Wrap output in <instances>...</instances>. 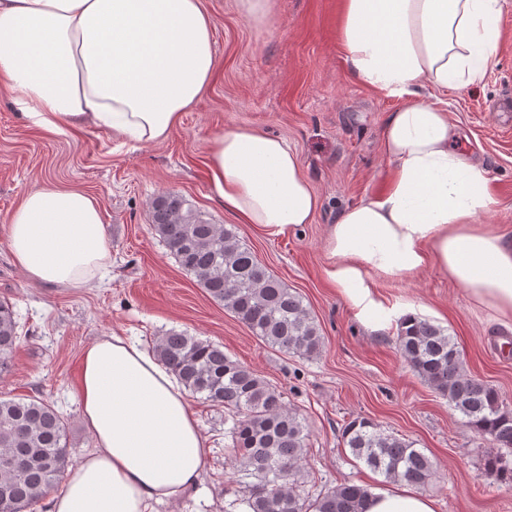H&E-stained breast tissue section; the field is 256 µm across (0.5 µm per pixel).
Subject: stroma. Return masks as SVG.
<instances>
[{
    "mask_svg": "<svg viewBox=\"0 0 512 512\" xmlns=\"http://www.w3.org/2000/svg\"><path fill=\"white\" fill-rule=\"evenodd\" d=\"M213 19L216 69L198 102L169 138L129 148L105 129L51 134L24 124L0 90V299L13 303L22 340L0 394L54 403L67 422L72 460L94 446L78 397L82 351L101 336H122L153 349L175 330L223 345L225 353L276 386L305 418L308 477L303 493L317 495L346 481L373 490L392 483L357 462L342 433L365 417L413 441L435 463L425 489L436 512H512V480L484 465L492 443L465 428L461 415L400 356L397 321L368 328L347 299L329 287L323 242L337 213L385 185L390 166L379 153L385 120L397 99L364 87L348 73L339 47L342 0H271L266 25L251 22L240 0H204ZM500 38L483 80L448 92L450 121L466 153L490 171L498 201L483 219L512 235V114L498 104L512 97V0H502ZM245 127L285 139L322 201L313 223L269 238L240 224L211 197L205 163L209 137ZM46 183L95 197L106 226L112 263L83 288L31 281L13 262L5 220L25 191ZM175 193L204 219L238 238L288 288L298 292L319 324L323 348L305 358L268 347L184 272L155 234L150 204ZM389 310L413 307L454 337L467 373L492 384L512 411V320L498 317L435 268L381 282ZM189 403L208 438L200 484L154 512H229L242 482L227 463L224 409L193 395Z\"/></svg>",
    "mask_w": 512,
    "mask_h": 512,
    "instance_id": "obj_1",
    "label": "stroma"
}]
</instances>
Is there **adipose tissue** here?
I'll use <instances>...</instances> for the list:
<instances>
[{"label":"adipose tissue","instance_id":"obj_1","mask_svg":"<svg viewBox=\"0 0 512 512\" xmlns=\"http://www.w3.org/2000/svg\"><path fill=\"white\" fill-rule=\"evenodd\" d=\"M501 0H342L350 76L399 99L380 138L391 174L378 194L327 228L323 268L359 318L391 319L377 279L433 267L512 318V238L480 217L497 200L482 162L428 88L478 83L497 46ZM203 0H0V88L28 125L64 134L105 128L138 144L165 141L215 70ZM210 188L224 210L267 236L312 223L321 199L281 138L248 128L207 142ZM14 262L34 282L82 288L109 266L98 202L44 184L8 218ZM79 397L94 449L70 469L49 512H149L194 489L207 439L186 392L139 343L102 336L82 355ZM367 512H435L412 489L375 492Z\"/></svg>","mask_w":512,"mask_h":512}]
</instances>
